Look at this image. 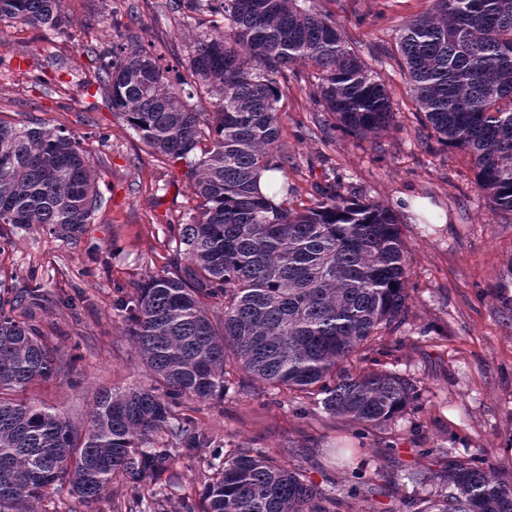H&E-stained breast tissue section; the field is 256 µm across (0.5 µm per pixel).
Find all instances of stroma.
I'll return each mask as SVG.
<instances>
[{
	"instance_id": "stroma-1",
	"label": "stroma",
	"mask_w": 512,
	"mask_h": 512,
	"mask_svg": "<svg viewBox=\"0 0 512 512\" xmlns=\"http://www.w3.org/2000/svg\"><path fill=\"white\" fill-rule=\"evenodd\" d=\"M167 0H63L69 35L23 23L0 25V118L36 119L50 130L86 136L101 205L78 241L42 230L5 228L0 247V287L18 293L30 280L43 286L33 322L61 363L82 361L54 380L20 391L24 400L53 407L85 429L97 394L149 386L146 369L124 332L116 308L122 290L168 269L173 233L196 215L199 200L185 161L153 154L104 90L94 86L85 46L106 45L118 17L164 55L186 57L193 20L170 11ZM347 32L360 56L379 73L395 107L387 132L357 138L334 128L315 106L313 68L292 67L280 101L279 144L294 191L288 204L312 206L320 187L336 185L348 197L399 208L403 199L430 202L441 224L402 219L412 293L404 347L377 355L380 368L409 376L420 398L395 421L354 437L352 425L330 418L313 401L273 396L250 378L204 404L199 416L208 443L185 448L169 433L156 446L173 449L179 479L168 490L167 512L183 497L201 498L206 465L215 449L263 448L279 459L294 456L314 482L336 472L328 451L365 446L367 455L416 469L432 467L418 448L460 453L480 448L512 468V214L492 211L474 187L468 158L425 126L407 93L393 56L402 25L433 0H310ZM105 129L99 142L91 132ZM81 295L77 310L65 300ZM428 328L421 336L420 328Z\"/></svg>"
}]
</instances>
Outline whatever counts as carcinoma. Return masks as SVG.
Masks as SVG:
<instances>
[{
    "instance_id": "carcinoma-1",
    "label": "carcinoma",
    "mask_w": 512,
    "mask_h": 512,
    "mask_svg": "<svg viewBox=\"0 0 512 512\" xmlns=\"http://www.w3.org/2000/svg\"><path fill=\"white\" fill-rule=\"evenodd\" d=\"M63 0H0V23L68 33ZM193 19L187 65L179 68L131 31L85 51L95 81L153 152L189 164L198 215L180 227L172 270L121 301L127 336L152 384L104 392L85 432L38 402L6 397L61 374L56 352L31 322L36 280L0 300V512H45L61 488L83 504L118 480L125 512H163L176 458L154 446L169 432L186 448L206 439L175 410L224 399L242 371L277 395L314 400L332 418L366 431L418 399L416 384L366 367L375 344L396 336L410 312L406 244L397 214L322 188L298 212L263 194L264 171L284 172L279 102L288 66L317 69V98L338 126L358 136L387 130L394 106L376 72L339 25L302 0H169ZM220 16L224 26L209 17ZM408 92L438 139L471 159L489 206L512 213V0H434L399 31ZM207 99L202 126L192 99ZM90 153L76 135L40 123L0 120V224L47 228L78 240L98 209ZM222 300L210 312L199 296ZM440 468L387 476L360 467L327 490L301 467L261 448L216 454L200 500L183 512H512V472L480 453L433 448ZM435 493L385 506L403 482Z\"/></svg>"
}]
</instances>
